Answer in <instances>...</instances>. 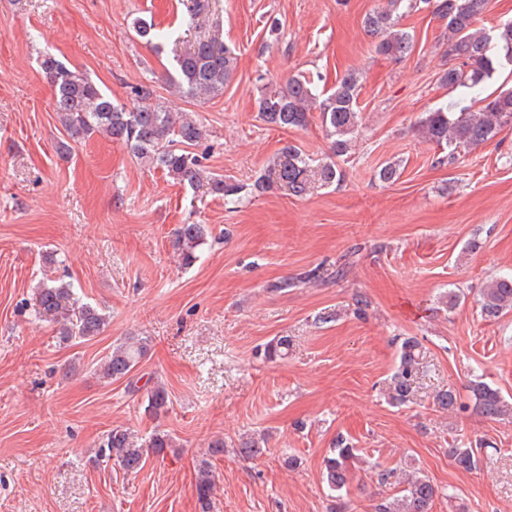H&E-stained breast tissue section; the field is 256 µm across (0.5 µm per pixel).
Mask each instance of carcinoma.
I'll return each instance as SVG.
<instances>
[{
    "instance_id": "1",
    "label": "carcinoma",
    "mask_w": 512,
    "mask_h": 512,
    "mask_svg": "<svg viewBox=\"0 0 512 512\" xmlns=\"http://www.w3.org/2000/svg\"><path fill=\"white\" fill-rule=\"evenodd\" d=\"M403 0H387V4L369 12L364 19L365 31L377 38L376 51L393 61H400L412 53L415 38L403 27L399 12ZM490 0H441L438 13L448 19L446 55L449 66L441 76L449 92L462 91L470 106L458 104L441 106L425 114L420 127L423 138L448 149V161L456 153L477 148L494 139L506 126L512 124V90L497 95L482 96V84L503 63H512V20L501 21L491 30L477 27L489 11ZM174 74L169 76L171 86L180 96L204 101L224 90L236 66L234 53L211 39L197 41L192 50L174 57ZM41 67L53 89L54 111L61 125L70 135L100 134L126 144L133 155L148 169H160L176 182L194 187L200 183L201 158L193 149L207 137L203 123L183 112H172L152 102L153 90L136 87L132 94L133 106L112 100L90 78L73 71L52 55H45ZM358 76L346 73L336 88L326 97L313 93L312 81L303 75L288 78L279 88H265L257 98L260 118L267 124L283 128H303L310 114L319 113L327 136L332 138L334 159L317 169H310L309 159L295 146L284 147L273 159V174L287 185L293 195L307 190L309 177L316 176L327 185L341 180L343 173L335 158L344 156L351 142L357 138L361 116L357 106ZM210 191L232 201L242 200L243 187L224 179L209 182ZM209 228L206 224H181L174 232L172 249L185 267L197 259L198 250L207 244ZM39 315H50L58 324L59 338L65 343L88 341L104 331L107 317L96 307L81 303L73 297L71 284L50 274L39 285ZM481 315L496 319L512 311V273L491 279L480 290L477 298ZM148 339L130 336L112 348L97 367V375L106 382L128 376L147 352ZM290 339L280 336L265 344L263 356L268 361L288 356ZM422 359L420 343L414 337H405L399 346V363L387 388L390 404L401 406L410 401ZM473 410L489 420L512 417V404L501 393L480 378L468 383ZM433 404L443 411H461L465 405L451 389H441ZM143 413L155 421L167 415L170 398L167 390L155 383L145 387ZM173 439L164 433L152 435L143 446L127 430L112 429L101 443L96 462L113 461L123 471L139 472L147 453L165 457L173 451ZM266 449L255 440L239 443L237 453L248 460L262 457ZM358 457V449L349 439L338 436L334 448L323 459V477L329 490L336 493L330 512H351L350 502L343 492L348 490L352 475L351 462ZM453 464L462 470L480 467L483 459L478 448L450 449ZM383 483L395 482L402 486L401 495L382 497L374 512H431L439 489L419 471L412 473L385 469L379 472ZM214 478L209 460L198 465L196 495L201 512H210Z\"/></svg>"
}]
</instances>
